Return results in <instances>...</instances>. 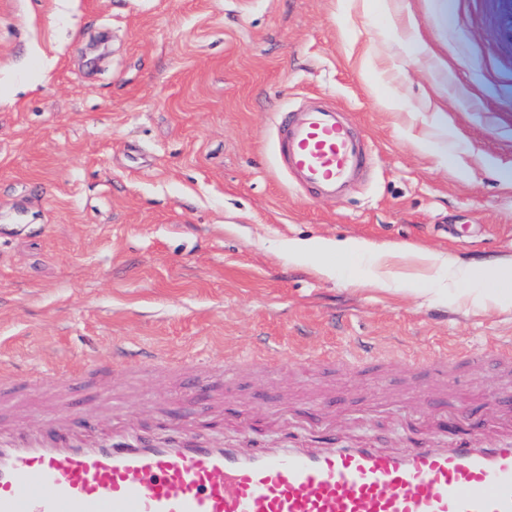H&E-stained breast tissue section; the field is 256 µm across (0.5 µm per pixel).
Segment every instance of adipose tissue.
<instances>
[{
    "mask_svg": "<svg viewBox=\"0 0 512 512\" xmlns=\"http://www.w3.org/2000/svg\"><path fill=\"white\" fill-rule=\"evenodd\" d=\"M360 251L370 253L378 261L394 255H402L414 259L431 271L444 269L451 264L450 259L443 254L428 252L410 245L378 246L351 239L336 242L297 239L288 243V253L292 256L308 254L324 256L334 253L352 255ZM483 279V287L458 290V298L484 310L512 301V268L490 269L484 273Z\"/></svg>",
    "mask_w": 512,
    "mask_h": 512,
    "instance_id": "ef3b65f1",
    "label": "adipose tissue"
}]
</instances>
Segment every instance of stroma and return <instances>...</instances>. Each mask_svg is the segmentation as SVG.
Returning a JSON list of instances; mask_svg holds the SVG:
<instances>
[{
	"label": "stroma",
	"instance_id": "1",
	"mask_svg": "<svg viewBox=\"0 0 512 512\" xmlns=\"http://www.w3.org/2000/svg\"><path fill=\"white\" fill-rule=\"evenodd\" d=\"M492 0H0V373L107 363L113 346L273 358L224 383L228 411L281 395L309 431L326 392L336 426L408 446L444 400L429 379L405 407V359L512 336V304L439 296L394 259L289 255L292 239L413 245L481 276L512 267V46ZM321 95L345 110L370 165L343 198L297 187L275 156L279 113ZM441 147L447 166L430 150ZM343 363L327 374L308 360ZM205 371L76 380L87 409L112 386L140 421L210 398Z\"/></svg>",
	"mask_w": 512,
	"mask_h": 512
}]
</instances>
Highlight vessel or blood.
I'll return each instance as SVG.
<instances>
[{
	"instance_id": "b4317fda",
	"label": "vessel or blood",
	"mask_w": 512,
	"mask_h": 512,
	"mask_svg": "<svg viewBox=\"0 0 512 512\" xmlns=\"http://www.w3.org/2000/svg\"><path fill=\"white\" fill-rule=\"evenodd\" d=\"M494 33L512 44V0H495ZM337 113L291 111L279 133L289 174L330 199L367 162ZM133 363L164 360L116 347L108 368L86 377ZM487 365L500 375L495 442L474 419L469 438L408 449L340 439L330 425L311 442L291 433L251 448L201 436L174 413L146 430L124 419L125 398L111 390L75 416L62 385L37 425L0 420V512H512V340L444 353L426 372L442 385L449 372Z\"/></svg>"
}]
</instances>
